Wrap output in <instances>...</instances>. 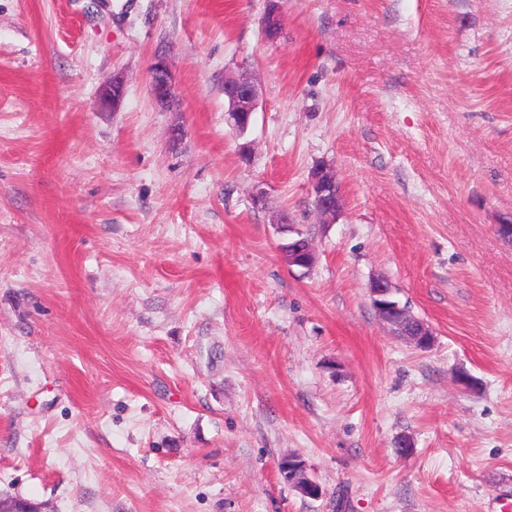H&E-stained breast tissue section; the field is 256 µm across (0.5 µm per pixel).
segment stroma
<instances>
[{
	"label": "stroma",
	"instance_id": "obj_1",
	"mask_svg": "<svg viewBox=\"0 0 512 512\" xmlns=\"http://www.w3.org/2000/svg\"><path fill=\"white\" fill-rule=\"evenodd\" d=\"M265 7L0 0V495L505 512L512 0H281L273 42ZM241 70L259 96L242 135L224 102ZM322 162L344 198L332 224L311 196ZM283 211L311 270L281 257ZM376 277L429 348L379 318ZM291 454L322 497L282 479ZM261 24L264 37L268 41H274L279 37L282 29V19L277 0H268ZM151 92L158 103H164L175 95V83L166 60L157 59L151 68Z\"/></svg>",
	"mask_w": 512,
	"mask_h": 512
}]
</instances>
